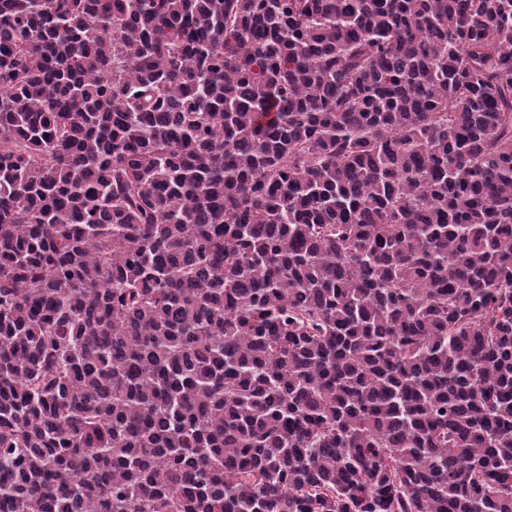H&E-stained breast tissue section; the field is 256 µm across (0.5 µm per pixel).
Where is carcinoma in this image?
<instances>
[{"label":"carcinoma","instance_id":"1","mask_svg":"<svg viewBox=\"0 0 512 512\" xmlns=\"http://www.w3.org/2000/svg\"><path fill=\"white\" fill-rule=\"evenodd\" d=\"M0 512H512V0H0Z\"/></svg>","mask_w":512,"mask_h":512}]
</instances>
